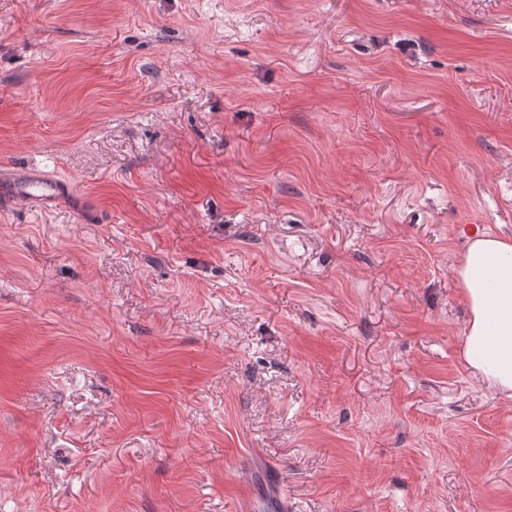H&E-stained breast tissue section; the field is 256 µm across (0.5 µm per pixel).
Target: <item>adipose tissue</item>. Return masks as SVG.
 I'll list each match as a JSON object with an SVG mask.
<instances>
[{"instance_id":"1","label":"adipose tissue","mask_w":512,"mask_h":512,"mask_svg":"<svg viewBox=\"0 0 512 512\" xmlns=\"http://www.w3.org/2000/svg\"><path fill=\"white\" fill-rule=\"evenodd\" d=\"M456 277L469 309L463 358L482 381L512 397V240L472 237Z\"/></svg>"}]
</instances>
